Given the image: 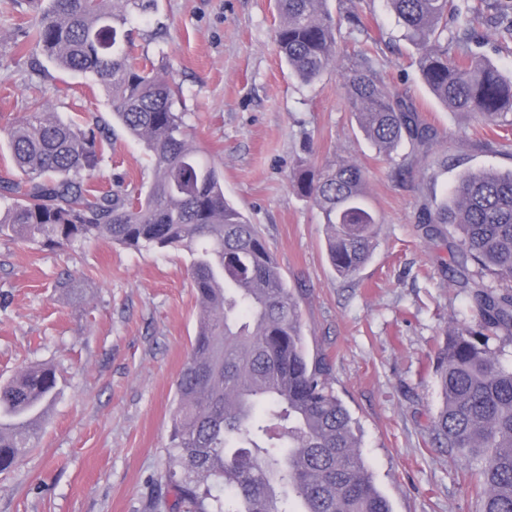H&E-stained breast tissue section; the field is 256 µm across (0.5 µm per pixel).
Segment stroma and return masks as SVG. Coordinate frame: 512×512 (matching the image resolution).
Here are the masks:
<instances>
[{"label": "stroma", "instance_id": "obj_1", "mask_svg": "<svg viewBox=\"0 0 512 512\" xmlns=\"http://www.w3.org/2000/svg\"><path fill=\"white\" fill-rule=\"evenodd\" d=\"M341 23L336 61L312 84L275 44L274 0H156L132 22L138 49L179 86L201 153L224 174V195L256 224L298 296L310 357L357 422L361 453L393 512H477L467 462L433 445L442 396L431 360L470 299L452 286L419 215L467 169H512L500 132L444 109L427 91L417 52L387 0H327ZM29 0H0V128L32 97L61 117L107 121L103 88L80 75L19 61L8 34L32 22ZM479 51L512 72V34L484 26ZM370 47L381 77L406 92L438 135L404 173L364 139L343 89L350 59ZM352 159L380 220L372 257L338 277L318 209L289 184L297 161ZM140 142L116 132L94 183L148 185ZM186 252L98 241L51 250L0 238V380L26 365L56 366L59 394L25 461L0 474V512H153L164 472L175 384L197 321ZM81 277V298L60 288Z\"/></svg>", "mask_w": 512, "mask_h": 512}]
</instances>
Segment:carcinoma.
Here are the masks:
<instances>
[{"mask_svg":"<svg viewBox=\"0 0 512 512\" xmlns=\"http://www.w3.org/2000/svg\"><path fill=\"white\" fill-rule=\"evenodd\" d=\"M155 0H37L35 22L15 30L30 65L93 77L112 118L148 153L147 189L89 183L111 145L107 123L64 120L35 97L1 130L12 161L0 177V237L64 248L107 240L128 248L183 250L199 321L176 381L169 437L168 494L156 512H392L359 452L349 411L309 359L299 305L265 239L224 197L222 171L197 149L180 90L133 50V15ZM403 37L418 52L424 84L446 110L512 127V74L473 51L494 12L512 31V0H484L461 13L455 0H389ZM327 0H277L280 56L305 83L336 59L338 29ZM360 131L390 157L406 142L429 147L436 130L361 53L347 71ZM366 173L339 159L294 169V191L316 207L328 260L342 278L368 262L380 224L365 195ZM425 235L446 250L441 266L473 290L474 317L457 320L433 361L442 405L432 443L476 459L479 512H512V367L488 341L512 335V169L467 170L449 196L420 214ZM490 277L493 283L484 282ZM58 393L55 368L30 365L0 384V473L31 451Z\"/></svg>","mask_w":512,"mask_h":512,"instance_id":"1","label":"carcinoma"}]
</instances>
